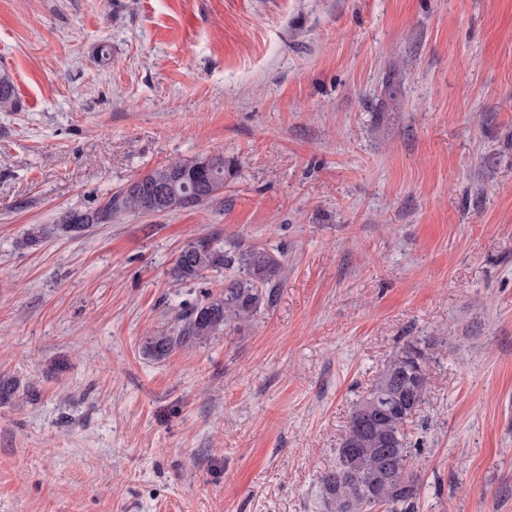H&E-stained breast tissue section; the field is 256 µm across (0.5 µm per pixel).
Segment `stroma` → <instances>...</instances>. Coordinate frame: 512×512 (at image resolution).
<instances>
[{
	"instance_id": "35a3bbf8",
	"label": "stroma",
	"mask_w": 512,
	"mask_h": 512,
	"mask_svg": "<svg viewBox=\"0 0 512 512\" xmlns=\"http://www.w3.org/2000/svg\"><path fill=\"white\" fill-rule=\"evenodd\" d=\"M0 512H329L321 477L405 339L415 512H512V0H0ZM220 202L24 248L174 161ZM282 263L253 320L166 359L220 290L186 239Z\"/></svg>"
}]
</instances>
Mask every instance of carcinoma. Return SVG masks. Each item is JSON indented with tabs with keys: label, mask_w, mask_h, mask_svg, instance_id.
Segmentation results:
<instances>
[{
	"label": "carcinoma",
	"mask_w": 512,
	"mask_h": 512,
	"mask_svg": "<svg viewBox=\"0 0 512 512\" xmlns=\"http://www.w3.org/2000/svg\"><path fill=\"white\" fill-rule=\"evenodd\" d=\"M18 107L14 82L0 72V111ZM236 164L222 154L177 161L156 168L126 184L107 202L91 211L67 210L56 224H39L24 235L21 246L31 247L58 233L76 235L92 224H105L114 212L157 213L152 189L165 186L173 209L202 208L224 193ZM232 268L224 286L199 302L190 313L175 316L169 334L147 336L143 352L165 359L173 350L203 344L224 329L252 321L269 306L280 283L282 264L255 244H238L233 253L214 237L196 236L180 248L172 268L177 282L193 281L208 271ZM433 343L414 338L399 344L369 393L353 408L337 450L336 468L322 476L333 512H409L414 508L419 483L412 472L405 423L415 414L428 390V367Z\"/></svg>",
	"instance_id": "cac0c4a2"
}]
</instances>
